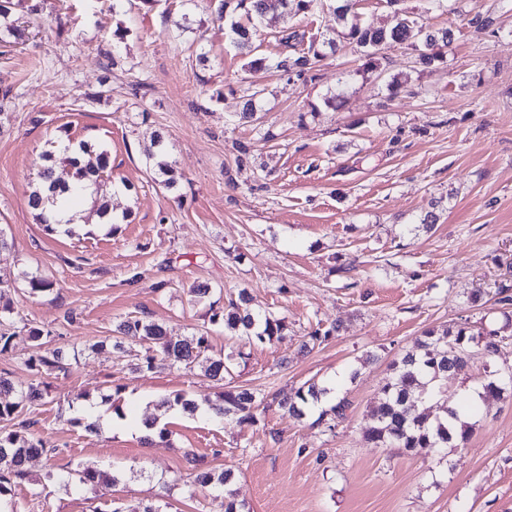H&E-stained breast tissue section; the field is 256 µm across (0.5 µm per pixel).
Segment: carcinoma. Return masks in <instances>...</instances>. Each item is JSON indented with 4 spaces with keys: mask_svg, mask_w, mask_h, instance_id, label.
<instances>
[{
    "mask_svg": "<svg viewBox=\"0 0 512 512\" xmlns=\"http://www.w3.org/2000/svg\"><path fill=\"white\" fill-rule=\"evenodd\" d=\"M10 0H0V35L17 38L20 30L9 22ZM210 7L220 20L239 13L249 21L262 18L266 10V0H210ZM336 19L341 27L337 35H325L321 48L309 45L307 50L296 56H286L275 63L278 70L295 72L302 76L310 73L325 57L323 49H335L336 37L348 39L356 44L365 59L364 68H377L376 55L384 47L401 46L416 52V63L429 66L444 59L445 48L452 41V32L446 29L433 32L418 29L414 21L403 18L390 29L376 27L361 21L354 11V0H341L335 7ZM252 28L239 21L228 26L230 43L239 50L250 48ZM48 165L44 166L39 178L47 183L48 194L41 193L40 187L32 189L28 196V206L37 212L44 231L50 235L59 232L62 223L59 208L71 197L72 190L67 179L89 181L87 187H95L110 168L108 152L95 146L71 139L60 140L55 149L46 151ZM146 161L153 164L159 184L168 188L174 184L173 169L165 160V147L162 138L154 141V149L145 152ZM214 324H221L230 333H241L260 344L271 342L283 335L282 319L271 313L255 311L250 307V297L241 291L238 300L230 301L222 310L215 311L210 317ZM118 336L113 347L122 346L126 341L138 344L139 369L150 370L154 367L156 356L170 365L185 370L195 366L204 368L205 376L222 382L225 376L232 375L233 364L222 352L212 350L209 336L203 332L173 341L166 338L164 328L141 317H127L116 326ZM508 337L499 330L474 331L469 322L464 321L441 332L426 330L423 338L417 341V349L409 351L392 361L390 373L382 386L381 402L371 413L372 425L364 432L365 439L377 448H402L414 455L428 458L439 449L448 446L464 448L470 439L472 427L461 421L459 410L452 396L448 395V376L474 360V355L482 354L486 362L494 359ZM28 368L35 374L43 372L69 370L66 355L60 348L47 349L31 357ZM512 386V371L497 378L488 379L482 385L484 393L499 395L506 386ZM328 389L314 383L299 387L287 399L278 402V406L302 419L307 412L322 403ZM422 399L417 409L414 400ZM44 399L43 391L34 385L15 388L12 383L0 377V420H13L24 409ZM440 401L445 406L444 415L431 416L430 404ZM213 415L238 416L242 425L256 422V411L260 406L256 396L248 389L228 386L215 400H206ZM158 406L192 415L199 405L195 399L185 393L164 397ZM350 401L337 396L328 401L311 423L313 427L335 428L336 421L346 418ZM29 424L22 420L9 432L0 433V497L11 492L12 479L25 476L24 465L33 456L46 452L47 443L27 433ZM71 480L78 485L98 487L116 486L123 479L120 473L76 467ZM234 479V472L224 469L218 473L199 470L193 480L191 494L223 488Z\"/></svg>",
    "mask_w": 512,
    "mask_h": 512,
    "instance_id": "obj_1",
    "label": "carcinoma"
}]
</instances>
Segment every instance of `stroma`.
Instances as JSON below:
<instances>
[{
  "instance_id": "35a3bbf8",
  "label": "stroma",
  "mask_w": 512,
  "mask_h": 512,
  "mask_svg": "<svg viewBox=\"0 0 512 512\" xmlns=\"http://www.w3.org/2000/svg\"><path fill=\"white\" fill-rule=\"evenodd\" d=\"M356 0V11L389 28L400 17L452 29L443 62L422 67L411 51L382 49L364 69L340 38L314 74L287 77L248 68L250 57L294 54L291 27L312 40L336 28L328 0L284 15L269 0L252 50L229 45L208 0H25L10 20L24 43H0V305L11 304L15 336L0 376L39 382L47 397L24 411L47 453L0 502V512H94L112 499L160 504L162 512H224V498L189 496L194 472L233 468L246 512H512V395L474 409L467 447L423 458L377 448L363 431L389 363L424 330L468 320L499 329L501 285L512 286V10L503 0ZM491 16L492 30L471 26ZM207 62H199V53ZM257 120H241L247 99ZM167 141L177 178L153 181L144 151ZM110 154L101 188L113 225L96 227L92 198L75 209L72 234H46L27 205L41 155L62 139ZM53 281L32 293L31 277ZM206 284L210 302L189 288ZM287 329L259 344L209 321L240 290ZM477 303H470V296ZM129 315L163 325L169 338L204 330L214 350L236 356L232 385L262 400L257 420L158 409L175 392L216 397L202 371L111 348ZM339 324L303 349L317 326ZM47 345L77 353L68 372L35 375L27 361ZM104 342L105 350L89 347ZM512 369V344L488 363L448 379L464 394ZM335 386L351 407L331 431L278 407L306 381ZM122 386L118 410L104 396ZM98 418H159L166 441L117 427L85 431L82 405ZM83 465L122 472L116 489L76 488L59 474Z\"/></svg>"
}]
</instances>
